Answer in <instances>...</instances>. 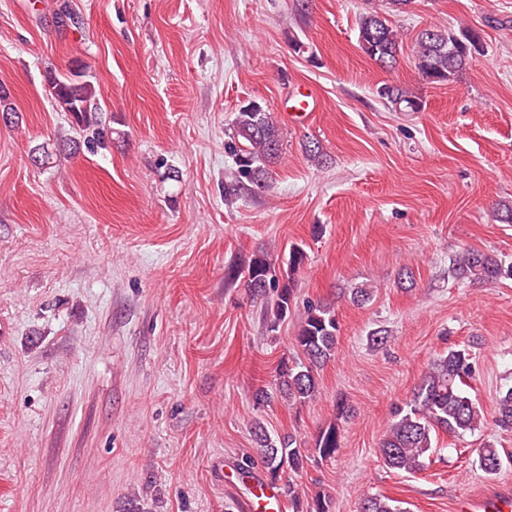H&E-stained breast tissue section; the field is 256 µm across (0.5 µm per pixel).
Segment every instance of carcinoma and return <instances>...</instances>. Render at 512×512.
Masks as SVG:
<instances>
[{"instance_id":"obj_1","label":"carcinoma","mask_w":512,"mask_h":512,"mask_svg":"<svg viewBox=\"0 0 512 512\" xmlns=\"http://www.w3.org/2000/svg\"><path fill=\"white\" fill-rule=\"evenodd\" d=\"M412 3L413 0H382V7H372L359 16L360 48L382 67L396 65L403 50L400 33L387 14L403 13ZM483 50L482 34L475 29L426 28L415 37L414 64L425 83L443 84L451 81ZM48 81L56 105L70 114L77 132V136L63 140V144L70 143L75 150L84 148L94 153L112 143V127L101 118L100 86L86 75L82 65H74L70 73L63 76L51 75ZM378 95L396 112H419L423 108L418 96L398 86L386 84L378 89ZM224 149L234 160V167L224 177V200L233 202L268 186L272 179L270 167L282 153L281 128L269 110L252 101L238 110ZM305 258L301 246L290 248L286 279L282 281L276 276L275 262L267 256L257 255L248 263L245 278L251 291L264 294L268 288L276 290L266 308V319L273 330L291 310L293 275ZM452 273L460 281L493 283L512 278V264L506 266L490 254L465 249L453 259ZM338 334L339 321L333 307L323 303L307 304L294 338L300 357L279 367L275 390H258L256 402L269 403L279 397L291 405H303L315 399L318 393L316 374L335 355ZM474 375L473 356L465 346L448 350L430 364L412 398L393 411L379 442L380 458L387 468L408 474L420 472L431 463L430 456L437 450L439 434L462 435L480 428L484 410L468 391ZM495 413L496 424L511 430L512 387L499 393ZM253 437L257 457H246V465L260 462L275 481L286 472L302 473L312 461L317 463L336 457L341 447L340 429L334 423L318 432L311 448L301 447L291 433L272 438L259 424L254 427ZM477 463L486 475L493 476L501 471L503 457L497 448L487 443L479 449ZM282 490L293 512H330L327 493H319L306 502L291 478L282 482ZM359 512H406V509L380 493H369Z\"/></svg>"}]
</instances>
